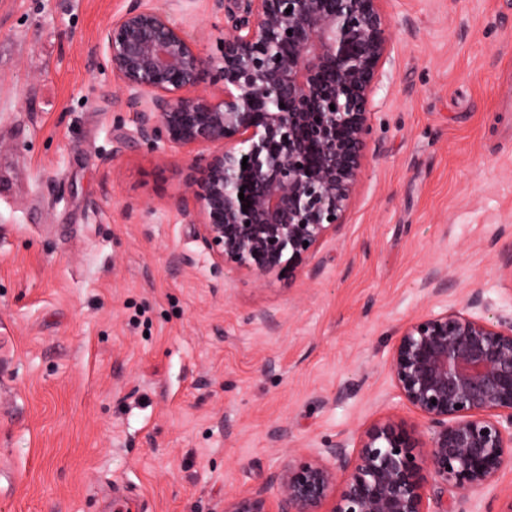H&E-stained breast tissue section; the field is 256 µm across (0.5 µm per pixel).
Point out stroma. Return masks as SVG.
I'll return each mask as SVG.
<instances>
[{"instance_id": "obj_1", "label": "stroma", "mask_w": 512, "mask_h": 512, "mask_svg": "<svg viewBox=\"0 0 512 512\" xmlns=\"http://www.w3.org/2000/svg\"><path fill=\"white\" fill-rule=\"evenodd\" d=\"M130 0L0 10V512H224L394 409L409 319L512 308V0H386L392 52L346 222L292 275L216 271L176 207L197 150L127 141L100 44ZM205 54L224 20L189 5ZM448 277L432 295L424 281ZM512 467L461 512H499Z\"/></svg>"}]
</instances>
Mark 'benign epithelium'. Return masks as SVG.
Listing matches in <instances>:
<instances>
[{"instance_id": "benign-epithelium-1", "label": "benign epithelium", "mask_w": 512, "mask_h": 512, "mask_svg": "<svg viewBox=\"0 0 512 512\" xmlns=\"http://www.w3.org/2000/svg\"><path fill=\"white\" fill-rule=\"evenodd\" d=\"M210 2L224 17L218 56L150 0H131L101 43L137 106L134 141L162 159L209 149L177 208L215 269L290 275L351 204L391 53L384 0ZM215 80L222 92H205ZM481 306L475 292L416 316L392 345L395 395L422 418L426 445L387 416L271 472L224 512H448V489L494 485L512 466V314L489 320Z\"/></svg>"}]
</instances>
